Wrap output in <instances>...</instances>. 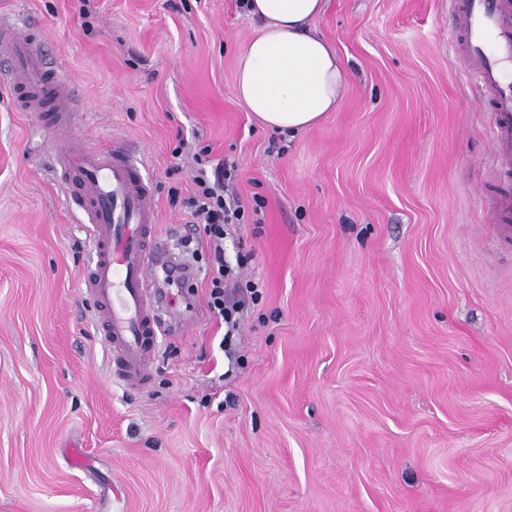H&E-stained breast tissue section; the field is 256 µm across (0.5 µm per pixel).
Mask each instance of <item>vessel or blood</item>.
Segmentation results:
<instances>
[{"label":"vessel or blood","mask_w":512,"mask_h":512,"mask_svg":"<svg viewBox=\"0 0 512 512\" xmlns=\"http://www.w3.org/2000/svg\"><path fill=\"white\" fill-rule=\"evenodd\" d=\"M450 5L460 60L494 105V152L512 162V79L507 76L512 0H450ZM0 53L9 60L4 81L18 111L38 113L54 129L74 124L78 93L61 72L48 68L23 13L0 24ZM56 164L63 180L77 187L69 205L81 210L89 224L93 262L82 284L100 304L96 328L108 345L112 377L124 386L146 387L151 353L165 325L167 298L158 289L159 278L178 266L155 227V191L116 149H64Z\"/></svg>","instance_id":"b4317fda"}]
</instances>
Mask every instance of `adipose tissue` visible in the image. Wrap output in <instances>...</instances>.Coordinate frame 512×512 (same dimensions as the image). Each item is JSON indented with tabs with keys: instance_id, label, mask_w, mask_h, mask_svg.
I'll return each mask as SVG.
<instances>
[{
	"instance_id": "obj_1",
	"label": "adipose tissue",
	"mask_w": 512,
	"mask_h": 512,
	"mask_svg": "<svg viewBox=\"0 0 512 512\" xmlns=\"http://www.w3.org/2000/svg\"><path fill=\"white\" fill-rule=\"evenodd\" d=\"M259 30L235 59L237 98L280 134L318 125L335 111L345 66L317 31L327 0H247Z\"/></svg>"
}]
</instances>
